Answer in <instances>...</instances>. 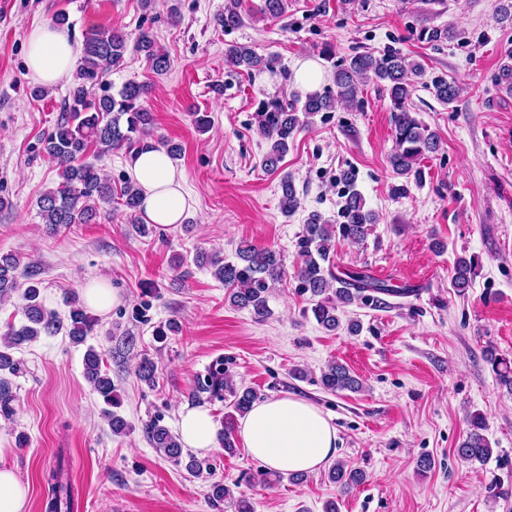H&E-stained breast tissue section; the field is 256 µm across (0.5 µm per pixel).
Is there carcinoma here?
Instances as JSON below:
<instances>
[{"label": "carcinoma", "instance_id": "cac0c4a2", "mask_svg": "<svg viewBox=\"0 0 512 512\" xmlns=\"http://www.w3.org/2000/svg\"><path fill=\"white\" fill-rule=\"evenodd\" d=\"M240 8V0H231L230 5L225 7L224 16L220 19L224 28H233L241 23ZM451 38L453 32L448 28L431 26L420 30V39L428 42H442ZM137 45L154 73L164 74L169 70V55L156 46L148 33L139 35ZM125 50L126 37L120 31L94 30L83 41L77 65V84L70 89L64 115L45 138L43 145L44 151L61 167L58 184L44 192L37 201L44 223L53 232L71 224L94 222L98 216V204L110 205L116 195L122 200V206L130 211V221L135 225L136 233L146 236L154 231L153 227L138 221L140 197L132 182L126 179L116 189L111 180L101 176L93 165L84 162V156L92 146L100 153L120 149L133 152L147 144L153 117L142 105V98L146 94L145 85L127 83L117 97L106 93L89 97V89L104 86V77L120 66ZM324 56L332 64L336 90L309 93L305 99L297 98L291 102L274 97L263 99L258 104L259 129L270 142L263 161L268 172L275 174L280 171L289 150V142L307 125L308 118L332 110L337 100L355 107L362 104L363 89L359 78L363 76L385 83L394 124V146L389 155V163L396 174L410 175L418 161L439 150L436 134L413 116L415 78L424 72L420 63L392 47L378 55L358 54L348 60H335V54L330 50L324 52ZM224 58L232 66H243L250 73L276 68L275 58L260 56L244 45L228 46ZM496 84L512 93V56L504 58L501 63L496 74ZM429 88L438 101L448 105L461 92L458 84L448 81L444 76L434 77ZM338 179L346 187L341 207V224L335 226L321 214L311 213L298 241L301 261L296 277L302 291L316 299L311 312L316 322L328 331H334L340 326L337 315L339 305L350 304L365 292L372 293L370 299L375 302L380 301L381 294L409 293L404 287L392 285L364 272H351L344 277L335 273V236L339 234L347 240L361 241L370 226L377 221L375 213L365 210L363 198L355 189L353 170L340 171ZM280 187L282 211L290 215L300 207V199L288 176H281ZM237 258L236 262H228L216 255L201 252L197 254L196 261L214 269L216 279L224 283L232 307L246 309L255 320L262 321L271 315L268 298L271 288L285 274L284 263L274 251L247 242L240 244ZM474 271L473 260L458 258L452 276L453 287L463 292L469 287ZM36 276L37 272L32 269H20V262L14 255H0V300H8L16 293L20 294L25 301L24 312L28 320V324L19 329L12 328L4 334L0 370L17 369L8 349L42 332L54 335L62 328L61 321L54 313L47 311L39 300L40 289L35 281ZM69 304L68 335L73 342L80 343L94 332L97 322L77 302L76 296L69 298ZM486 359L492 366L498 384L512 394V362L492 351ZM84 375L104 402L114 405L112 378L103 369L100 355L92 348L86 355ZM320 381L323 388L332 393L358 392L362 388L350 370L337 362L327 366L321 373ZM225 390L233 397L230 402L233 411L224 418L221 440L224 451L232 454L236 451V416L246 415L259 396L251 388L238 391L226 387L224 372L217 369L198 384L196 392L219 395ZM469 427L467 437L457 448V453L466 461L484 462L492 455V448L482 434L485 430L483 416L479 413L471 415ZM144 434L150 444L167 458L181 462L182 444L167 427L152 420L146 424ZM328 477L338 484L343 493L364 481L361 470L349 468L341 461L329 469ZM49 481L52 497L48 502V512H73L74 489L65 477L63 457H58L56 467L49 474Z\"/></svg>", "mask_w": 512, "mask_h": 512}]
</instances>
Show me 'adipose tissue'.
Instances as JSON below:
<instances>
[{
	"label": "adipose tissue",
	"mask_w": 512,
	"mask_h": 512,
	"mask_svg": "<svg viewBox=\"0 0 512 512\" xmlns=\"http://www.w3.org/2000/svg\"><path fill=\"white\" fill-rule=\"evenodd\" d=\"M27 45V69L44 86L57 84L75 62L76 44L52 24L33 27ZM130 177L140 191L144 223L161 230L182 223L189 208L183 175L162 148L140 150L131 162ZM240 433L249 452L273 471L311 472L336 451V430L323 412L294 396L254 404Z\"/></svg>",
	"instance_id": "1"
}]
</instances>
